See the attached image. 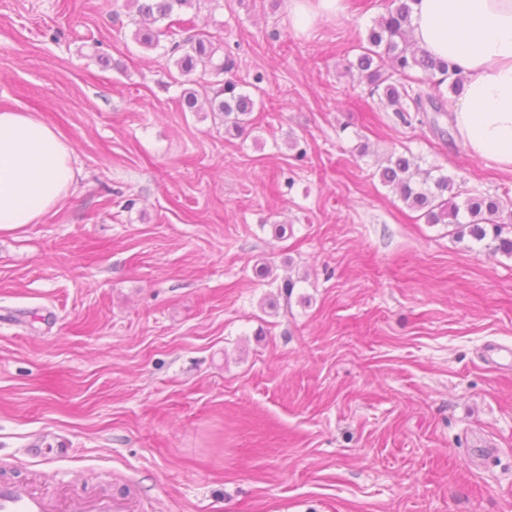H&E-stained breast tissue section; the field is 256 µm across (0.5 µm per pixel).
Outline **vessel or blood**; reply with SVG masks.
I'll list each match as a JSON object with an SVG mask.
<instances>
[{
  "label": "vessel or blood",
  "mask_w": 512,
  "mask_h": 512,
  "mask_svg": "<svg viewBox=\"0 0 512 512\" xmlns=\"http://www.w3.org/2000/svg\"><path fill=\"white\" fill-rule=\"evenodd\" d=\"M132 504L123 495L86 497L79 493L55 499L26 481L0 482V512H131Z\"/></svg>",
  "instance_id": "b4317fda"
}]
</instances>
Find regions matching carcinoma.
<instances>
[{
	"instance_id": "cac0c4a2",
	"label": "carcinoma",
	"mask_w": 512,
	"mask_h": 512,
	"mask_svg": "<svg viewBox=\"0 0 512 512\" xmlns=\"http://www.w3.org/2000/svg\"><path fill=\"white\" fill-rule=\"evenodd\" d=\"M141 22H157L171 18L179 11L194 7L196 0H128ZM413 0H390L387 13L369 30L366 42L360 44L356 61L349 68L357 69L372 86L371 92L384 90L387 102L399 115L406 112H448V99L442 85L457 94L459 80L451 79L452 64L433 57L426 51L414 47L409 34L411 3ZM166 31H153L140 26L134 40L145 49H154L159 36ZM217 50L205 34L189 36L172 43L168 54L176 57L179 75L189 77L199 74L207 76L227 75L224 86L210 100L211 112L222 115L224 125L242 131L250 124L255 101L251 95L238 90L239 83L231 78L237 67L236 60L228 53L216 56ZM421 71L431 87L412 85L411 73ZM383 185L399 194L411 209L420 212L427 224H448L454 227L455 239L461 241L470 236L482 241L487 236V225L493 227L494 249L512 256V238L502 236L503 214H512V201L491 196L476 189H454L455 180L440 172L438 168H423L413 155H392L387 165L380 169ZM464 197L463 202L456 198ZM467 219H459L460 212Z\"/></svg>"
}]
</instances>
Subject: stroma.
Wrapping results in <instances>:
<instances>
[{"instance_id":"obj_1","label":"stroma","mask_w":512,"mask_h":512,"mask_svg":"<svg viewBox=\"0 0 512 512\" xmlns=\"http://www.w3.org/2000/svg\"><path fill=\"white\" fill-rule=\"evenodd\" d=\"M346 4L299 32L288 0H200L147 50L125 0H0V111L76 171L0 228V480L135 512H512V368L483 358L512 349V257L378 170L408 149L507 198L512 173L348 71L390 0ZM198 32L237 60L244 131L211 88L180 107L166 49Z\"/></svg>"}]
</instances>
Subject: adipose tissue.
Masks as SVG:
<instances>
[{
  "instance_id": "obj_1",
  "label": "adipose tissue",
  "mask_w": 512,
  "mask_h": 512,
  "mask_svg": "<svg viewBox=\"0 0 512 512\" xmlns=\"http://www.w3.org/2000/svg\"><path fill=\"white\" fill-rule=\"evenodd\" d=\"M410 29L462 80L451 122L465 149L512 173V0H413ZM74 180L72 150L53 128L0 112V227L37 223Z\"/></svg>"
}]
</instances>
